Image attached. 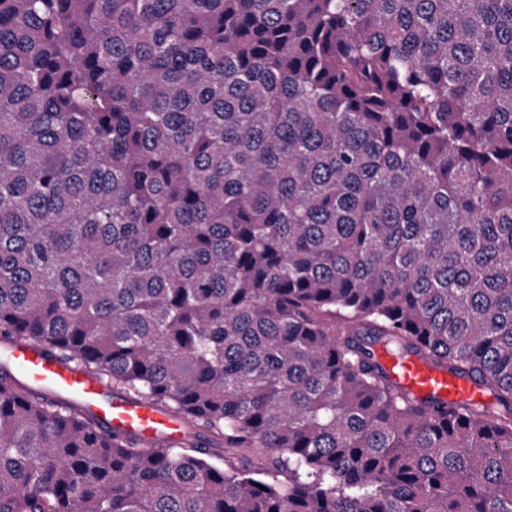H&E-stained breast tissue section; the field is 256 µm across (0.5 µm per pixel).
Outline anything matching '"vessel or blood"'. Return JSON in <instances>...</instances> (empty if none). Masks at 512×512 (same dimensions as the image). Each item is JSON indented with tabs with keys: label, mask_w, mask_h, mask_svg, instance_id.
Wrapping results in <instances>:
<instances>
[{
	"label": "vessel or blood",
	"mask_w": 512,
	"mask_h": 512,
	"mask_svg": "<svg viewBox=\"0 0 512 512\" xmlns=\"http://www.w3.org/2000/svg\"><path fill=\"white\" fill-rule=\"evenodd\" d=\"M8 349L9 362L22 385L41 390L51 399L79 403L105 429L135 437L144 446L179 439L187 426L184 418L113 396L109 383L60 360L51 350L22 342L9 344ZM377 360L390 379L424 407L480 404L487 399L471 378L420 358L399 359L381 352Z\"/></svg>",
	"instance_id": "vessel-or-blood-1"
}]
</instances>
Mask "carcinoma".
<instances>
[{
	"instance_id": "cac0c4a2",
	"label": "carcinoma",
	"mask_w": 512,
	"mask_h": 512,
	"mask_svg": "<svg viewBox=\"0 0 512 512\" xmlns=\"http://www.w3.org/2000/svg\"><path fill=\"white\" fill-rule=\"evenodd\" d=\"M0 341L189 421L0 365V512H512V0H0ZM8 349L19 383L41 390L50 399L79 403L105 429L135 437L145 447L179 439L187 426L186 419L149 404L113 397L109 383L60 360L51 350L22 342L8 344ZM377 360L390 379L424 407L480 404L488 399L468 376L450 372L418 357L399 359L378 352Z\"/></svg>"
}]
</instances>
